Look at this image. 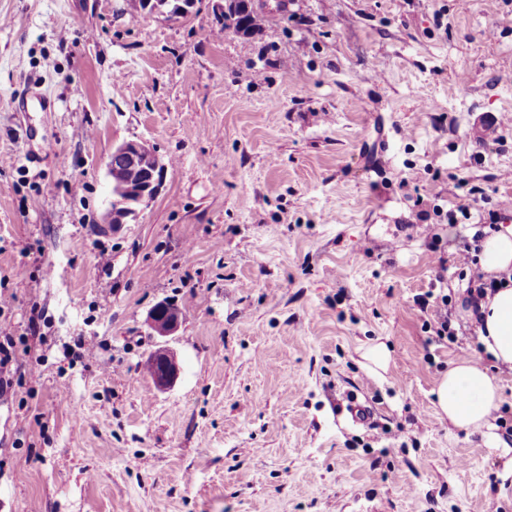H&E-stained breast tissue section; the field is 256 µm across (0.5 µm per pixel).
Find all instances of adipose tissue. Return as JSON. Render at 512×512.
Instances as JSON below:
<instances>
[{
  "instance_id": "obj_1",
  "label": "adipose tissue",
  "mask_w": 512,
  "mask_h": 512,
  "mask_svg": "<svg viewBox=\"0 0 512 512\" xmlns=\"http://www.w3.org/2000/svg\"><path fill=\"white\" fill-rule=\"evenodd\" d=\"M478 262L486 278L495 280L496 291L465 314L480 316L484 352L495 364L512 369V225L481 241ZM499 400V387L487 368L468 359L451 366L436 389L440 416L465 429L484 427Z\"/></svg>"
}]
</instances>
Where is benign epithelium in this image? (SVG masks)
I'll return each instance as SVG.
<instances>
[{
	"label": "benign epithelium",
	"instance_id": "7a95c632",
	"mask_svg": "<svg viewBox=\"0 0 512 512\" xmlns=\"http://www.w3.org/2000/svg\"><path fill=\"white\" fill-rule=\"evenodd\" d=\"M123 167L140 170L142 180L137 184L123 181L120 178ZM164 169L161 158L144 141L128 140L116 146L107 163L112 202L102 225L115 229L136 219L142 207L157 195ZM180 320L181 313L177 308L160 303L148 312L146 323L154 334L168 337L177 331ZM149 365L154 367V383L161 389L171 386L177 378L178 365L166 349L157 351L150 358Z\"/></svg>",
	"mask_w": 512,
	"mask_h": 512
}]
</instances>
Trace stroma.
<instances>
[{"instance_id": "35a3bbf8", "label": "stroma", "mask_w": 512, "mask_h": 512, "mask_svg": "<svg viewBox=\"0 0 512 512\" xmlns=\"http://www.w3.org/2000/svg\"><path fill=\"white\" fill-rule=\"evenodd\" d=\"M218 2L171 21L0 0V331L25 339L0 512H512V369L460 314L432 342L415 304L460 296L458 240L487 211L512 221V0H255L250 38ZM126 140L162 187L103 234ZM160 302L181 312L166 339ZM378 338L382 379L357 353ZM464 358L500 389L477 431L435 406ZM352 391L370 424L339 417ZM181 313L168 303H160L151 309L146 318L149 329L160 337L172 336L178 329ZM154 367L153 379L158 388L165 389L173 384L178 375V365L167 349L157 351L149 360Z\"/></svg>"}]
</instances>
